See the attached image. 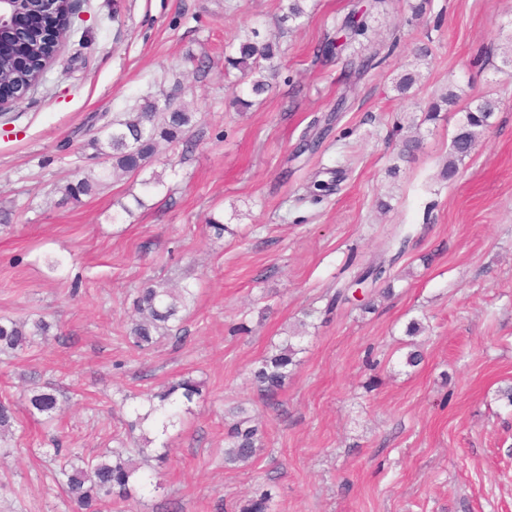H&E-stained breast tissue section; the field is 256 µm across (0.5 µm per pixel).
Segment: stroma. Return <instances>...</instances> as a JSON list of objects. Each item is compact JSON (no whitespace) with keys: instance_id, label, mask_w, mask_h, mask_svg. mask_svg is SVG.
Here are the masks:
<instances>
[{"instance_id":"stroma-1","label":"stroma","mask_w":512,"mask_h":512,"mask_svg":"<svg viewBox=\"0 0 512 512\" xmlns=\"http://www.w3.org/2000/svg\"><path fill=\"white\" fill-rule=\"evenodd\" d=\"M417 2L389 0L326 60L317 46L370 0H306L302 26L284 32L288 0H77L43 81L0 117V317L55 325L0 353V391L49 383L63 409L49 425L20 414L0 443V512H75L54 481L57 442L88 457L145 448L152 484L125 512H241L262 489L271 512H512V78L500 71L512 0H429L419 17ZM253 30L277 36L280 65L273 91L241 112L231 100L247 86L224 48ZM391 36L386 60L355 73L349 59ZM425 43L431 56L416 60ZM412 68L420 82L400 95ZM450 85L460 106L426 120ZM482 96L501 108L441 180L462 106ZM154 99L196 115L191 146L162 147L149 168L161 190L128 175L63 201L75 167H98L91 128ZM320 123L318 152L297 154ZM414 123L421 144L406 156L396 128ZM334 177L332 194L304 197ZM137 196L145 208L125 213ZM403 232L392 293L326 314L329 290L391 257ZM151 279L193 285L196 299L178 335L139 351L133 301ZM414 319L423 359L410 367ZM299 325L298 367L261 394L252 364ZM183 375L202 393L178 399L175 425L137 423L147 395ZM239 404L263 443L228 467L224 413Z\"/></svg>"}]
</instances>
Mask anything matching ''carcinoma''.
Instances as JSON below:
<instances>
[{"label": "carcinoma", "mask_w": 512, "mask_h": 512, "mask_svg": "<svg viewBox=\"0 0 512 512\" xmlns=\"http://www.w3.org/2000/svg\"><path fill=\"white\" fill-rule=\"evenodd\" d=\"M304 0H288L287 12L281 22L298 27L306 16L302 6ZM364 24L355 21V12L348 13L336 27V36L344 37L342 43L328 40L318 49V55L325 58L345 52L356 37L364 34ZM52 49L41 38L28 43L0 57V76L23 89H33L41 81ZM279 55L278 44L269 40L262 42L245 38L238 44L225 47L224 60L228 67L237 69L250 78L248 95L260 97L269 93L271 83L269 71L275 68L274 59ZM456 94H448L430 100L426 112L432 118L454 104ZM500 102L485 97L470 102L464 108L465 121L451 140V156L441 171V178L451 180L456 174L458 162L469 155V148L490 126V118L499 111ZM195 113L171 109L169 101L159 105L158 101L145 103L139 112H128L122 118L114 117L112 122L92 133L86 146L94 151V157L101 158L104 166L96 177L78 170L75 179L64 186L63 196L77 201L92 194L104 179L114 175H137L152 162L159 142L169 144L191 142L184 140L185 134L194 125ZM392 263L371 262L357 269L352 282L365 283L380 292L389 294L391 288ZM351 286L336 289L328 296L325 311L331 313L340 306L351 302ZM191 288L182 286L170 288L164 283H154L140 289L134 300L135 318L129 331L133 347L144 351L156 342V337L171 334L179 313L193 301ZM52 324L42 317L33 319L0 318V352L22 350L36 343L38 338L49 335ZM302 352L297 335H287L258 361L252 369V379L257 387L267 393H274L285 384L293 367L299 364L297 355ZM189 400L200 394V383L191 378H181L170 384L161 393L147 397L148 411L138 417L145 421L152 418L167 431L173 423L175 412L172 406L177 402L175 395ZM25 411L31 417H56L58 395L56 388L45 385L31 390L21 397ZM17 423L15 404L9 398L0 399V438L11 431ZM263 442V433L246 409L238 407L231 412L227 424L224 448V464L238 465L256 455ZM69 468L62 472L65 480L62 489L76 506L77 512H114L120 504L132 496L135 486L141 481L140 466L132 455L114 449L104 457L86 458L76 449L66 450ZM272 494L268 490L256 493L248 500L243 512H268Z\"/></svg>", "instance_id": "carcinoma-1"}]
</instances>
